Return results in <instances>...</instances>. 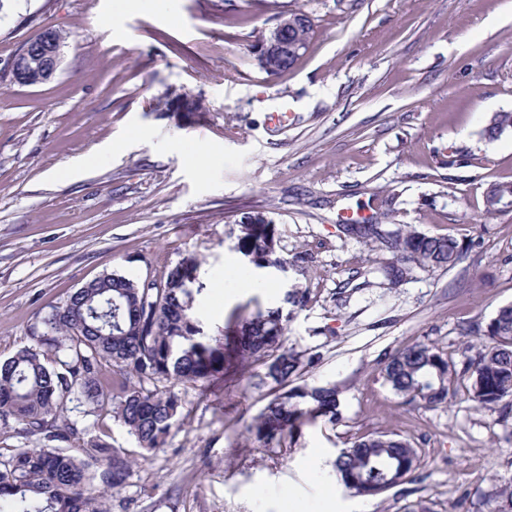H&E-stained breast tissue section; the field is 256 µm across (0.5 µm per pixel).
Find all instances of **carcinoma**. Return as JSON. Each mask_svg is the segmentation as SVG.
Returning <instances> with one entry per match:
<instances>
[{
	"label": "carcinoma",
	"instance_id": "obj_1",
	"mask_svg": "<svg viewBox=\"0 0 512 512\" xmlns=\"http://www.w3.org/2000/svg\"><path fill=\"white\" fill-rule=\"evenodd\" d=\"M289 37L309 44L312 18L292 11ZM512 134V110L490 115L482 135L489 141ZM238 252L259 267H281L274 220L262 211L236 222ZM367 244L390 255V284L400 283L410 264L450 269L463 249L450 236H429L411 226L385 231L380 224H349ZM200 261L182 258L159 276L134 280L106 274L70 293L30 328V345L0 361V420L23 426L24 438L43 446L19 447L0 460V509L5 512H110L136 459L114 448L69 417V404L109 410L134 436L141 451L164 447L179 424L182 399L176 387L202 385L224 370L232 356L262 362L273 397L246 432L265 446L292 437L320 419H339L336 386L301 381V355L284 345L291 313L267 308L228 322L224 344L214 346L194 316L196 291L188 287ZM485 343L470 359L466 398L486 411L512 408V304L503 305L484 330ZM391 390L410 402L444 404L455 396V371L435 346L419 342L385 365ZM167 382L160 388L156 383ZM420 463L416 449L396 435L361 437L341 451L336 469L343 486L377 496L405 483ZM491 512H512V486L495 494Z\"/></svg>",
	"mask_w": 512,
	"mask_h": 512
}]
</instances>
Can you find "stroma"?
<instances>
[{"mask_svg": "<svg viewBox=\"0 0 512 512\" xmlns=\"http://www.w3.org/2000/svg\"><path fill=\"white\" fill-rule=\"evenodd\" d=\"M290 9L314 33L273 76L256 53ZM46 26L68 35L57 75L12 82L9 59ZM175 93L202 98L205 117L167 109ZM499 110H512V0H0V360L86 282L142 280L193 253L210 336L305 290L285 344L307 383L339 388L342 418L245 439L271 385L260 363L231 360L180 387L178 426L112 512H490L512 484V414L406 401L382 369L426 342L463 371L512 303V210L484 214L488 187L512 180V134L481 135ZM386 210L456 238L462 260L387 288L385 254L339 227ZM250 211L273 218L289 259L271 290L226 287L250 268L232 233ZM369 433L417 448L411 482L344 488L336 458Z\"/></svg>", "mask_w": 512, "mask_h": 512, "instance_id": "1", "label": "stroma"}]
</instances>
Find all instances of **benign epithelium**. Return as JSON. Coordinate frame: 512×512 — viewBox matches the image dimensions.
Listing matches in <instances>:
<instances>
[{"label": "benign epithelium", "instance_id": "obj_1", "mask_svg": "<svg viewBox=\"0 0 512 512\" xmlns=\"http://www.w3.org/2000/svg\"><path fill=\"white\" fill-rule=\"evenodd\" d=\"M288 21L273 30V38L264 47V61H272L288 52ZM62 45L54 38L53 28L45 27L40 37L26 42L7 63L12 81L35 86L51 81L61 64Z\"/></svg>", "mask_w": 512, "mask_h": 512}]
</instances>
